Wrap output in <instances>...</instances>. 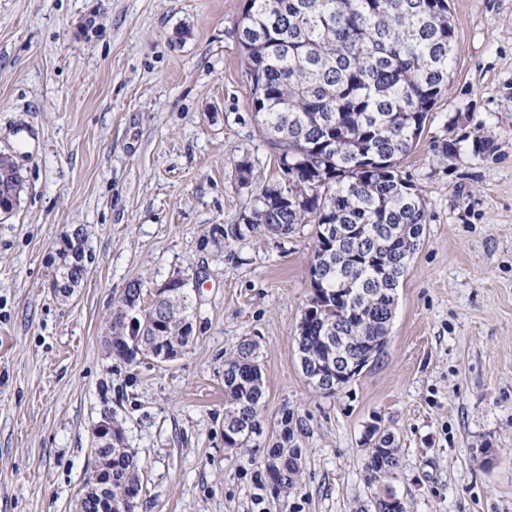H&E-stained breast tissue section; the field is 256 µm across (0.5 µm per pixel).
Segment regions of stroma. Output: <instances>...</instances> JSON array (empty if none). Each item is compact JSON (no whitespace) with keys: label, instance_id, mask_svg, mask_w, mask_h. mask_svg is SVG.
I'll use <instances>...</instances> for the list:
<instances>
[{"label":"stroma","instance_id":"35a3bbf8","mask_svg":"<svg viewBox=\"0 0 512 512\" xmlns=\"http://www.w3.org/2000/svg\"><path fill=\"white\" fill-rule=\"evenodd\" d=\"M244 4L0 0V152L24 182L0 219V512H72L107 410L144 466L136 512H368L385 485L407 512H512V0H448L450 85L401 165L425 240L384 355L333 395L294 341L314 225L228 235L280 177L251 110ZM76 228L88 272L61 300L49 253ZM176 275L195 311L184 353L109 356L129 285L149 303ZM245 340L264 408L250 447L230 450L224 359ZM288 415L303 473L281 502L262 461ZM374 424L400 448L381 486L365 468Z\"/></svg>","mask_w":512,"mask_h":512}]
</instances>
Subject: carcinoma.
I'll return each mask as SVG.
<instances>
[{"instance_id": "1", "label": "carcinoma", "mask_w": 512, "mask_h": 512, "mask_svg": "<svg viewBox=\"0 0 512 512\" xmlns=\"http://www.w3.org/2000/svg\"><path fill=\"white\" fill-rule=\"evenodd\" d=\"M237 39L256 124L279 154L282 178L266 185L231 236L289 237L315 225L309 271L327 278L296 337L314 365L342 347L356 356L390 329L398 292L427 224L419 190L400 170L418 144L430 112L451 79L455 31L448 0H245ZM22 181L13 158L0 156V199ZM86 233L62 248L55 280L68 294L87 274ZM192 304L158 301L144 329L157 353L183 351L191 340ZM332 327V342L324 328ZM115 354L136 336L112 319ZM264 379L258 354L242 343L224 359V447L247 448L260 427ZM285 473H266L276 494L288 497L301 469L302 449L286 428L272 443ZM112 466L103 487L124 512H135L142 465L130 448L105 450ZM399 464L387 435L371 445L368 482H381ZM395 493L375 498V512H406Z\"/></svg>"}]
</instances>
